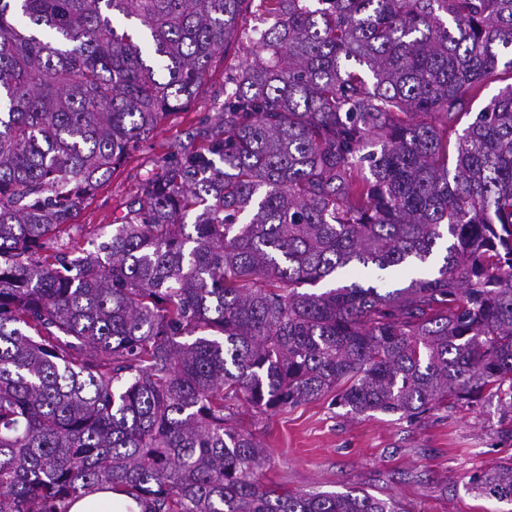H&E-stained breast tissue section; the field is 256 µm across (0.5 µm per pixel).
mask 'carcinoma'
<instances>
[{
	"mask_svg": "<svg viewBox=\"0 0 512 512\" xmlns=\"http://www.w3.org/2000/svg\"><path fill=\"white\" fill-rule=\"evenodd\" d=\"M255 0H0V512H406L260 478L224 412L512 406V0H261L201 151L48 253ZM373 266L412 273L307 292ZM512 505V461L471 480ZM501 77H504V81H494L492 83H489L486 87L483 88L481 93L478 95L476 99H474L470 104V112L471 114L464 118L459 130H461L466 124L475 117L476 113L479 112V110L486 105V103L489 101V99L498 93L499 89L504 87L505 85L512 82L511 79L508 78V75H501ZM69 512H142L132 498L108 490H91L68 507Z\"/></svg>",
	"mask_w": 512,
	"mask_h": 512,
	"instance_id": "cac0c4a2",
	"label": "carcinoma"
}]
</instances>
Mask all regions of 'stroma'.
Instances as JSON below:
<instances>
[{
	"mask_svg": "<svg viewBox=\"0 0 512 512\" xmlns=\"http://www.w3.org/2000/svg\"><path fill=\"white\" fill-rule=\"evenodd\" d=\"M250 35L221 48L201 92L171 112L132 151L123 165L83 202L67 235L51 238V250L76 257L91 241H102L141 185L160 173L173 150L199 148L206 117L224 105V71L254 62ZM231 418L252 433L265 450L261 478L292 491L345 492L365 489L395 499L409 512H500L496 500L477 496L470 486L503 458L512 456V438L501 437L512 422V406L486 397L478 405L440 409L419 418L398 414L348 413L331 397L269 413L235 402Z\"/></svg>",
	"mask_w": 512,
	"mask_h": 512,
	"instance_id": "obj_1",
	"label": "stroma"
}]
</instances>
